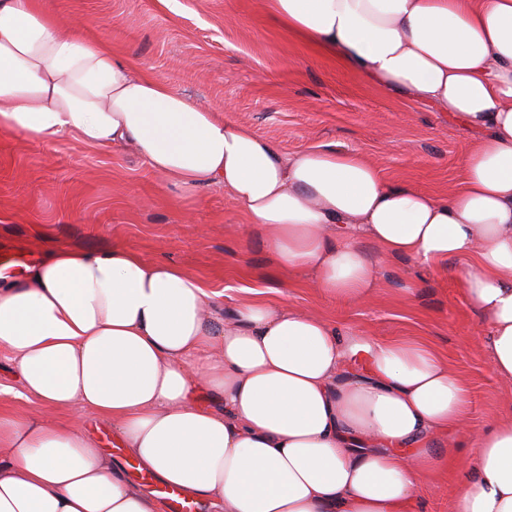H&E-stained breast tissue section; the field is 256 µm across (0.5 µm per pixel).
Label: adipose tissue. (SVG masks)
<instances>
[{"instance_id":"obj_1","label":"adipose tissue","mask_w":512,"mask_h":512,"mask_svg":"<svg viewBox=\"0 0 512 512\" xmlns=\"http://www.w3.org/2000/svg\"><path fill=\"white\" fill-rule=\"evenodd\" d=\"M289 39L471 131L461 185L394 184L360 154L288 153L202 107L44 0H0V132L134 147L168 184L221 187L276 266L357 302L361 250L447 268L512 384V0H266ZM222 291L114 246L59 244L0 276V352L25 399L111 426L161 484L207 512H409L471 447L454 512H512V415L466 429L467 388L421 338L371 341L285 303L224 314ZM360 356L364 369L348 370ZM205 388L219 407L200 405ZM76 423L0 412V512H165Z\"/></svg>"}]
</instances>
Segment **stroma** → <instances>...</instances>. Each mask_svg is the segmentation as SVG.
Wrapping results in <instances>:
<instances>
[{"label": "stroma", "mask_w": 512, "mask_h": 512, "mask_svg": "<svg viewBox=\"0 0 512 512\" xmlns=\"http://www.w3.org/2000/svg\"><path fill=\"white\" fill-rule=\"evenodd\" d=\"M61 24L83 22L174 89L205 106L232 102L228 120L281 149L329 147L358 152L388 180L440 195L459 185L471 132L448 115L384 91L337 60L288 39L263 0H47ZM86 248L118 245L148 260L166 259L225 290L235 311L252 291L276 289L285 303L358 326L370 338L426 337L465 380L468 426L480 429L512 412V386L493 374L478 342L483 321L447 271L388 260L369 241L380 269L370 300L347 304L284 274L263 234L224 189L168 185L132 149L91 148L72 140L33 145L0 132V253L44 254L39 232ZM0 411L77 420L121 469L131 462L110 427L90 412L57 411L10 395ZM462 467L435 473L412 512H454Z\"/></svg>", "instance_id": "1"}]
</instances>
